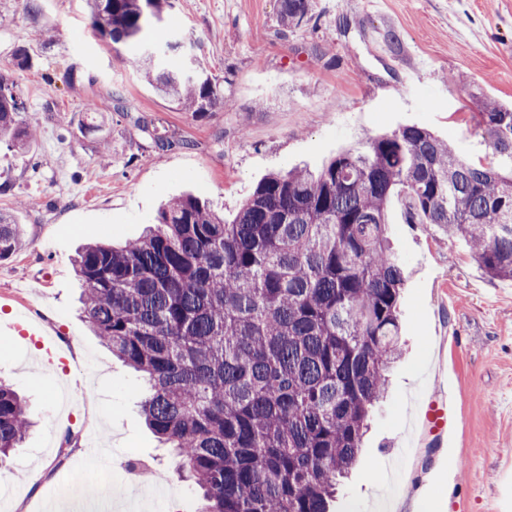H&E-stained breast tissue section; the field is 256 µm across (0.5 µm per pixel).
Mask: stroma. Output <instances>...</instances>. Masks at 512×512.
Wrapping results in <instances>:
<instances>
[{
	"instance_id": "stroma-1",
	"label": "stroma",
	"mask_w": 512,
	"mask_h": 512,
	"mask_svg": "<svg viewBox=\"0 0 512 512\" xmlns=\"http://www.w3.org/2000/svg\"><path fill=\"white\" fill-rule=\"evenodd\" d=\"M150 33L182 44L224 79V105L203 116L160 97L128 53L96 35L86 0H0V63L26 47L34 66L14 79L24 120L39 133L28 152L0 146V211L19 224L23 246L0 260V378L27 397L35 427L0 466V512H34L61 484L102 494L112 479L83 466L85 444L59 460L69 423L92 427L113 468L126 456L163 476L175 512H197L175 460L145 425L143 377L89 330L74 271L79 249L140 237L160 206L187 193L232 219L268 174L321 165L371 138L417 125L453 142L467 162L497 167L477 126L475 102L512 104V0H312L311 19L278 23L279 0H172ZM377 35L380 50L368 43ZM120 98V112L90 115ZM95 131H88V123ZM168 139L158 147L155 136ZM27 207H18V200ZM408 200L388 208L394 251L406 270L403 354L376 403L360 463L330 512H500L512 484V280L493 279L467 241L408 223ZM35 314L76 348L47 364L17 334ZM449 390L453 449L423 423L430 396Z\"/></svg>"
}]
</instances>
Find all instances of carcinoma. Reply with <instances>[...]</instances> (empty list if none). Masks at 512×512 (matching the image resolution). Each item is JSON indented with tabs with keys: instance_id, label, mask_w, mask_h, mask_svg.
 <instances>
[{
	"instance_id": "obj_1",
	"label": "carcinoma",
	"mask_w": 512,
	"mask_h": 512,
	"mask_svg": "<svg viewBox=\"0 0 512 512\" xmlns=\"http://www.w3.org/2000/svg\"><path fill=\"white\" fill-rule=\"evenodd\" d=\"M113 50L133 49L170 0H88ZM311 0H280L286 27ZM156 93L199 116L224 105L219 80L193 60L138 59ZM32 67L19 46L0 67V143L26 151L34 131L13 73ZM479 127L500 169L460 159L418 126L346 150L320 170L264 178L230 221L188 194L162 207L146 235L84 246L75 271L83 318L112 354L149 381L148 427L200 512H328L358 462L367 419L400 353L404 265L391 251L387 207L468 241L491 277L512 279V106L479 103ZM22 246L0 213V260ZM26 402L0 382V463L24 441Z\"/></svg>"
}]
</instances>
